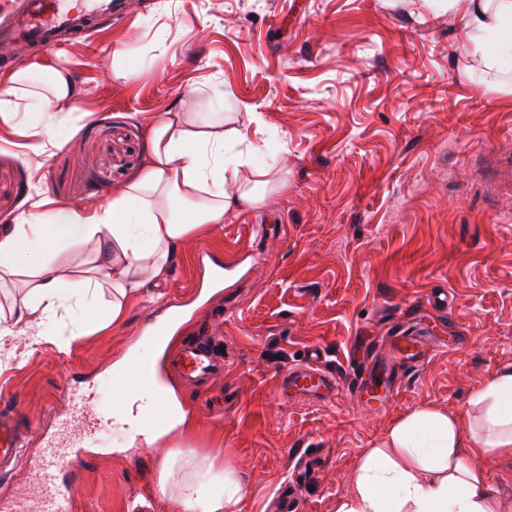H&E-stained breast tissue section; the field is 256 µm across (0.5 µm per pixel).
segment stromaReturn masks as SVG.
<instances>
[{
  "label": "stroma",
  "instance_id": "stroma-1",
  "mask_svg": "<svg viewBox=\"0 0 512 512\" xmlns=\"http://www.w3.org/2000/svg\"><path fill=\"white\" fill-rule=\"evenodd\" d=\"M460 41L423 0H129L125 18L64 48L0 54V83L27 69L45 88L62 71L77 90L65 143L0 116V225L47 198L115 195L138 178L150 123L166 112L226 113L247 127V152L231 156L284 182L192 236L121 323L74 339L58 320L34 347L0 337V409L32 423L0 501L32 512L51 441L69 454L57 480L73 486L76 512H170L160 464L172 452L230 465L246 489L238 512H278L291 483L304 512H336L363 451L396 421L422 408L465 415L512 365V185L492 168L512 156V74L484 83ZM205 250L238 264L215 288ZM443 291L451 305L433 309ZM173 305L183 314L171 349L209 337L224 373L190 387L162 368L194 425L136 448L107 422L120 402L114 365L154 355L142 330ZM406 314L450 345L382 410L347 387L325 403L280 395L279 373L308 348L327 367L359 368ZM95 430L93 447H75Z\"/></svg>",
  "mask_w": 512,
  "mask_h": 512
}]
</instances>
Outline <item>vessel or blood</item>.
Instances as JSON below:
<instances>
[{
  "label": "vessel or blood",
  "instance_id": "vessel-or-blood-1",
  "mask_svg": "<svg viewBox=\"0 0 512 512\" xmlns=\"http://www.w3.org/2000/svg\"><path fill=\"white\" fill-rule=\"evenodd\" d=\"M116 10L115 0H83L73 9L69 0H13L0 22V41L13 45L37 43L55 49L58 32H83L93 16H108ZM386 358L371 360L368 376H346L326 368L319 348L308 350L304 361L282 373L280 394L288 399H332L342 386L352 387L365 405L380 409L398 391L405 374L427 366L439 345L424 326L409 323L388 338ZM170 368L186 382L197 384L221 375L224 365L203 342L189 344L169 360ZM28 423L12 414L0 415V475L8 476L24 454ZM63 461L55 446H47L40 469L47 481L38 512H72V494L60 491L52 477Z\"/></svg>",
  "mask_w": 512,
  "mask_h": 512
}]
</instances>
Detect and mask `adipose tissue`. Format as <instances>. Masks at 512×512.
<instances>
[{"instance_id": "ef3b65f1", "label": "adipose tissue", "mask_w": 512, "mask_h": 512, "mask_svg": "<svg viewBox=\"0 0 512 512\" xmlns=\"http://www.w3.org/2000/svg\"><path fill=\"white\" fill-rule=\"evenodd\" d=\"M426 3L456 17L466 53L479 57L488 73L512 67V0ZM28 80L22 70L0 87V115H34L54 142H63L72 82L55 73L49 97L35 103L23 92ZM245 139L244 129L225 128L223 119L170 113L151 127L150 161L120 195L91 207L23 212L0 226V273L23 276L31 290L15 304L13 320L0 316V335H15L19 322L50 319L61 310L71 315L72 335H85L95 321L85 301L106 280L112 283V320L120 322L127 302L165 277L186 237L275 191L264 171L252 170L246 181L239 169L227 168L230 142ZM83 241L97 242L98 248L86 273L76 277L55 256L68 243ZM35 252L42 259L33 266L29 258ZM470 405L465 416L421 409L396 422L364 450L353 490L337 501L336 512H512V499L491 486L485 465L490 457L512 453V365L493 373ZM149 408L141 390L127 387L115 415L145 446L192 424L174 398L169 418L145 428ZM174 463V456H166L160 475L172 512H237L244 488L223 463L209 461L203 472L179 482L173 479Z\"/></svg>"}]
</instances>
